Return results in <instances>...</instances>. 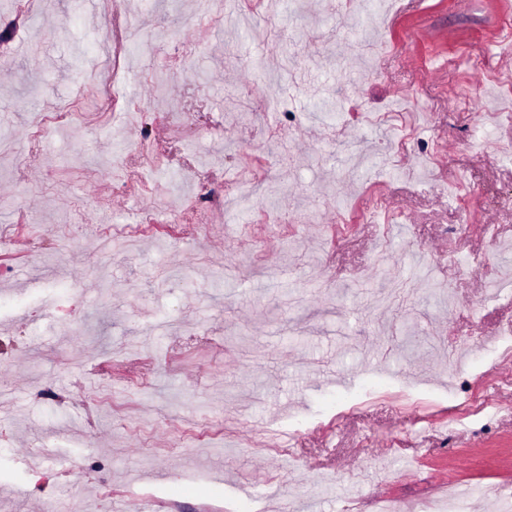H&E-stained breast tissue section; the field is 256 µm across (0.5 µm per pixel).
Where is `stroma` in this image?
Wrapping results in <instances>:
<instances>
[{"label": "stroma", "mask_w": 512, "mask_h": 512, "mask_svg": "<svg viewBox=\"0 0 512 512\" xmlns=\"http://www.w3.org/2000/svg\"><path fill=\"white\" fill-rule=\"evenodd\" d=\"M385 8L38 0L0 50V512L512 498V105L473 68L512 76V0Z\"/></svg>", "instance_id": "35a3bbf8"}]
</instances>
